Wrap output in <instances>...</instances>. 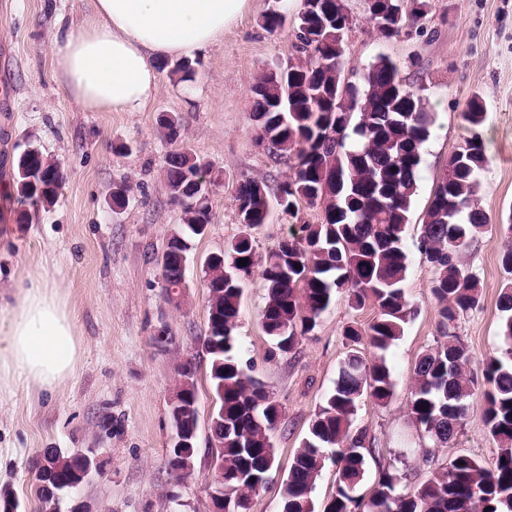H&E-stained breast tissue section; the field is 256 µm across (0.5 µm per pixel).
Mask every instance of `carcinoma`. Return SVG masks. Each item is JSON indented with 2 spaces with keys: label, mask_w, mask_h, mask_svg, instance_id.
Segmentation results:
<instances>
[{
  "label": "carcinoma",
  "mask_w": 512,
  "mask_h": 512,
  "mask_svg": "<svg viewBox=\"0 0 512 512\" xmlns=\"http://www.w3.org/2000/svg\"><path fill=\"white\" fill-rule=\"evenodd\" d=\"M427 6L426 0H370L366 13L376 32L391 38L404 25L419 23ZM327 17L331 21L322 27L320 40L297 36L298 61L282 72L257 78L251 109L256 128L273 142V157L291 163L292 174L277 186L286 198L282 213L299 219V204L306 198L309 205L321 207L323 221L302 223L299 233L281 237L258 262L252 231L269 219L263 194L270 188L263 181L245 179L236 196L241 232L227 245L224 258L207 265L204 346L213 393L224 407V420L210 427L212 437L224 441V447L211 449V454L224 456V474L233 487L225 508L246 512L252 496L272 483L271 474L278 468L271 435L281 422L282 409L265 385L249 374L250 363L242 360L236 337L243 286L258 267L266 290L260 320L272 341V358L292 351L338 293L347 294L357 310L368 302L377 309L366 330L353 324L343 329L349 350L333 390L281 480V512H316L311 494L333 450L336 491L321 512H512V248L500 257L505 274L498 297L500 354L489 358L479 375L471 369L465 344L450 331L461 316L480 305V280L464 253L476 235L493 228L473 202L478 176L487 165L479 132L486 106L479 96L472 97L461 113L471 135L449 158L416 240L418 252L434 272L431 294L445 341L418 358L407 410L412 423L434 445L444 447L465 425L466 400L484 380V420L499 443L496 463L487 468L476 457L459 454L412 489L401 486L399 475L383 469L369 499L357 494L365 453L373 445L369 430L356 424L359 402L367 395L387 405L395 395L385 359L367 360L358 344L365 338L371 348L387 350L403 335L411 317L403 289L408 269L404 240L423 145L434 117L425 111L420 95L403 85L397 64L384 57L371 66L359 88L342 96V57L351 29L344 0H319L318 9L305 12L299 22L313 26ZM322 55L336 64H322ZM337 114L348 117L347 125L326 139L323 121ZM201 164L184 149L165 159L169 194L194 199V205L183 210L182 227L169 236V247L180 253H189L191 238L204 235L200 226L211 223L208 191L193 189L187 181ZM58 170L59 160L38 149L19 156L14 181L20 201L51 205L60 187L55 179ZM35 174L41 176L38 186L28 182ZM242 258L248 259L244 266L238 265ZM297 263L301 268H295ZM190 367L189 361L180 367L172 413L197 399ZM47 455L59 480L67 479L82 459L55 448ZM195 462L194 448L168 451V466L175 472L193 469Z\"/></svg>",
  "instance_id": "obj_1"
}]
</instances>
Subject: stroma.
I'll list each match as a JSON object with an SVG mask.
<instances>
[{"instance_id": "1", "label": "stroma", "mask_w": 512, "mask_h": 512, "mask_svg": "<svg viewBox=\"0 0 512 512\" xmlns=\"http://www.w3.org/2000/svg\"><path fill=\"white\" fill-rule=\"evenodd\" d=\"M7 2V9H0V185L11 184L15 160L30 148L63 161L65 174L54 204L30 208L29 223L15 221L21 208L17 195L0 209V290L38 274L56 280L75 315L82 355L57 390L22 389L0 403V491L12 493L18 512H70L77 500L88 512H210L212 473L205 460L216 401L202 349L208 321L205 266L240 233L239 182L256 178L273 187L289 171L288 164L256 144L250 109L257 77L285 68L294 58V19L302 0H249L223 39L197 53L192 80L159 69L157 94L141 112L80 110L53 74L50 37L58 21L86 14L91 0ZM345 4L352 25L344 71L359 82L379 57H388L397 63L403 83L436 115L405 239L403 287L413 315L383 353L396 394L385 406L362 398L357 414L358 425L374 439L360 488L366 495L383 466L414 487L456 454H472L489 468L497 458L499 444L484 423L482 389L466 401L462 432L440 448L412 424L406 397L417 358L439 336L431 296L434 272L416 239L437 179L469 135L461 112L474 95L487 109L481 135L489 157L475 203L496 230L478 236L467 250L482 301L460 318L456 332L477 364L501 346L499 258L512 246L504 228L512 218V0H428L420 23L389 39L367 20L365 0ZM273 8L287 12L290 21L270 31L261 20ZM165 112L180 119L174 145L157 124ZM177 145L211 163L219 182L210 194L211 222L193 243L186 286L174 304L163 288L161 258L169 234L182 223L164 173L165 157ZM124 182L129 199L122 209H113L112 192ZM265 298L260 276H252L244 287L237 340L253 376L282 407L272 440L284 474L334 387L347 351L343 326L368 327L376 309L370 304L352 309L347 295H338L292 352L272 360L267 356L271 341L260 322ZM190 359L196 362L197 463L192 478L179 485L167 466L175 434L169 405L178 368ZM46 448L96 457L99 469L76 498L51 505L38 497L31 466ZM173 493L181 504L170 501Z\"/></svg>"}]
</instances>
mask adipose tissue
<instances>
[{
	"instance_id": "ef3b65f1",
	"label": "adipose tissue",
	"mask_w": 512,
	"mask_h": 512,
	"mask_svg": "<svg viewBox=\"0 0 512 512\" xmlns=\"http://www.w3.org/2000/svg\"><path fill=\"white\" fill-rule=\"evenodd\" d=\"M248 0H92L78 28L51 42L57 77L85 111L140 112L156 95L154 60L221 40ZM75 320L58 284L31 278L0 293V400L17 385L54 391L79 359Z\"/></svg>"
}]
</instances>
